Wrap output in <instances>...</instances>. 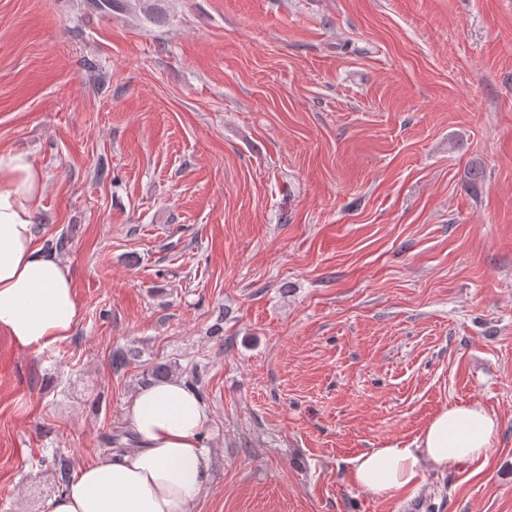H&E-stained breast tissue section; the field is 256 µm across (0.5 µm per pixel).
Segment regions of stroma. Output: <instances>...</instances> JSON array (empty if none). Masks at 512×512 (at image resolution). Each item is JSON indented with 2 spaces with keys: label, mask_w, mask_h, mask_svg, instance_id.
Segmentation results:
<instances>
[{
  "label": "stroma",
  "mask_w": 512,
  "mask_h": 512,
  "mask_svg": "<svg viewBox=\"0 0 512 512\" xmlns=\"http://www.w3.org/2000/svg\"><path fill=\"white\" fill-rule=\"evenodd\" d=\"M158 9L0 0V151L40 168L82 308L0 335V512H47L44 458L100 456L158 362L205 382L194 512H512V0ZM474 402L484 469L352 483Z\"/></svg>",
  "instance_id": "obj_1"
}]
</instances>
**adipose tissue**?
<instances>
[{
    "instance_id": "adipose-tissue-1",
    "label": "adipose tissue",
    "mask_w": 512,
    "mask_h": 512,
    "mask_svg": "<svg viewBox=\"0 0 512 512\" xmlns=\"http://www.w3.org/2000/svg\"><path fill=\"white\" fill-rule=\"evenodd\" d=\"M43 175L28 153H0V335L38 350L69 339L81 304L69 266L39 246L34 203ZM126 419L136 444L79 467L48 512H193L209 462L205 403L178 377L142 387ZM498 421L477 403L439 411L406 447L355 459L352 481L387 500L454 462L487 465Z\"/></svg>"
}]
</instances>
